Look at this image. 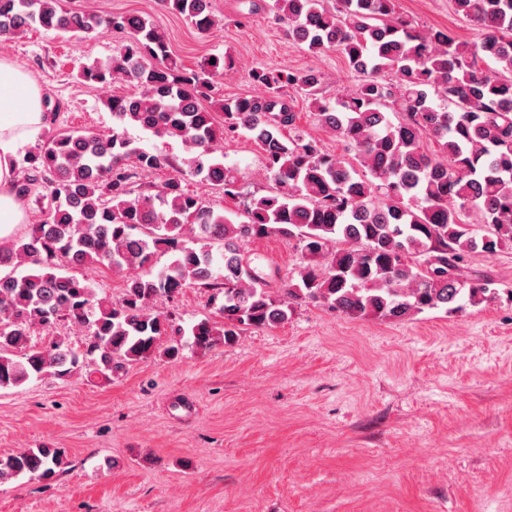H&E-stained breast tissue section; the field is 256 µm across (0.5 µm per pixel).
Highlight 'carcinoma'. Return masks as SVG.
I'll list each match as a JSON object with an SVG mask.
<instances>
[{
  "instance_id": "1",
  "label": "carcinoma",
  "mask_w": 512,
  "mask_h": 512,
  "mask_svg": "<svg viewBox=\"0 0 512 512\" xmlns=\"http://www.w3.org/2000/svg\"><path fill=\"white\" fill-rule=\"evenodd\" d=\"M198 30L215 23L210 0H163ZM478 27L474 41L421 29L397 0H272L265 6L288 38L313 54L336 50L363 75L331 101L321 74L255 68L263 94L225 99L218 125L201 100L234 67L231 54L187 72L166 38L139 15L103 17L67 10L62 0H0V35L32 28L91 39L105 29L127 44L84 68L86 83L126 82L137 92L106 105L124 125L177 138L196 153L191 175L224 196L241 195L235 169L214 157L224 140L252 139L274 190L243 200L238 218L190 192L166 157L130 147L121 133L52 129L22 159L15 192L46 202V218L0 241V388L32 377L64 378L82 367L109 379L157 351L183 344L206 352L231 344L245 327L288 321L292 304L320 303L351 318L404 319L426 310L458 311L467 299L495 297L488 278L462 276L469 253L494 255L512 244V0H451ZM299 90L321 124L354 161L326 152L296 122L285 88ZM441 99L448 110L436 104ZM167 170L154 191L145 172ZM266 237L295 242L297 277L270 290L241 243ZM172 255L153 272L154 258ZM125 273L120 299L96 297L65 268ZM186 288H203L224 321L186 329L152 312ZM61 322L86 333L33 341L37 328ZM63 464L57 448L0 456V482L51 479Z\"/></svg>"
}]
</instances>
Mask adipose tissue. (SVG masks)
Masks as SVG:
<instances>
[{"label":"adipose tissue","mask_w":512,"mask_h":512,"mask_svg":"<svg viewBox=\"0 0 512 512\" xmlns=\"http://www.w3.org/2000/svg\"><path fill=\"white\" fill-rule=\"evenodd\" d=\"M45 122L40 86L9 60L0 58V239L13 235L28 215L17 199L15 155L18 145Z\"/></svg>","instance_id":"adipose-tissue-1"}]
</instances>
